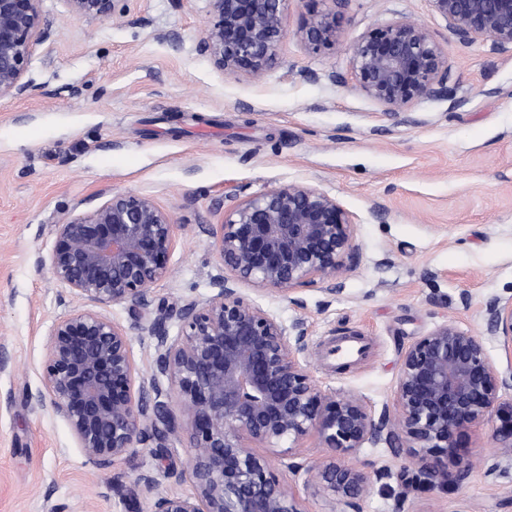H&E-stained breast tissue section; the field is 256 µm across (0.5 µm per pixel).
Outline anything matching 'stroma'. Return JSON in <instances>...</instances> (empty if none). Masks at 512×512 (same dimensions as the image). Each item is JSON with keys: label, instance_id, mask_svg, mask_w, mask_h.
I'll use <instances>...</instances> for the list:
<instances>
[{"label": "stroma", "instance_id": "stroma-1", "mask_svg": "<svg viewBox=\"0 0 512 512\" xmlns=\"http://www.w3.org/2000/svg\"><path fill=\"white\" fill-rule=\"evenodd\" d=\"M42 7L34 89L0 101V512H145L130 492L143 470L172 492L194 491L183 426L163 456L151 440L102 470L62 418L30 401L44 389L52 326L91 306L49 270L54 227L114 193L152 196L176 222L169 274L151 290L155 311L211 294L221 269L210 231L227 194L305 183L353 213L359 260L336 291L243 288L285 323L303 321V360L323 390L391 408L415 338L446 321L485 336L487 304L512 296V53L488 40L460 46L427 0H349L343 44L312 51L296 32L327 4L289 0L280 65L240 80L200 50L206 0H120L96 22L64 0ZM401 15L447 51L454 101L391 115L356 89L348 43ZM101 312L128 330L137 372H151V339L128 307ZM352 335L364 352L337 361V338ZM457 443L469 477L415 495L405 512H512V470L492 469V426L466 428ZM321 454L311 435L289 452L298 473L275 469L306 512L331 508L307 486Z\"/></svg>", "mask_w": 512, "mask_h": 512}]
</instances>
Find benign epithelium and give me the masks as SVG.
Here are the masks:
<instances>
[{
    "label": "benign epithelium",
    "instance_id": "1",
    "mask_svg": "<svg viewBox=\"0 0 512 512\" xmlns=\"http://www.w3.org/2000/svg\"><path fill=\"white\" fill-rule=\"evenodd\" d=\"M43 0H0V100L33 89L26 79L35 44L45 35ZM68 11L96 21L112 16L119 0H64ZM201 51L214 68L254 80L281 62L287 37L288 0H207ZM307 20L297 32L316 50L343 40L336 17L348 0ZM464 46L491 40L512 52V0H428ZM360 91L388 114L412 111L429 98H452L448 54L424 25L400 16L367 31L347 46ZM215 249L229 275L216 276L215 291L188 298L174 316H151V286L168 274L174 237L172 215L147 195L114 193L100 206L54 228L53 277L72 294L96 305H125L148 333L154 369L136 376L127 331L103 314L79 310L52 327L43 363L45 404L69 426L84 456L102 470L136 452L146 441L161 444L175 419L184 424L194 494L170 492L152 472L135 478L133 492L146 512H306L257 456L255 445H296L311 433L327 454L309 469L314 492L332 504L361 512L359 501L374 481L346 458L367 444L410 449L413 463L383 485L393 512L418 491L460 483L469 462L457 447L465 427L500 421L494 434L493 470L512 466V416L500 415V391L512 388V297L486 306V331L505 354L489 357L485 338L442 323L402 352L395 414L374 409L355 395L322 390L301 361L306 331L286 325L235 285L284 296L302 286L336 284L359 251L357 217L307 184L274 186L244 200L228 196ZM177 320V333L167 327Z\"/></svg>",
    "mask_w": 512,
    "mask_h": 512
}]
</instances>
